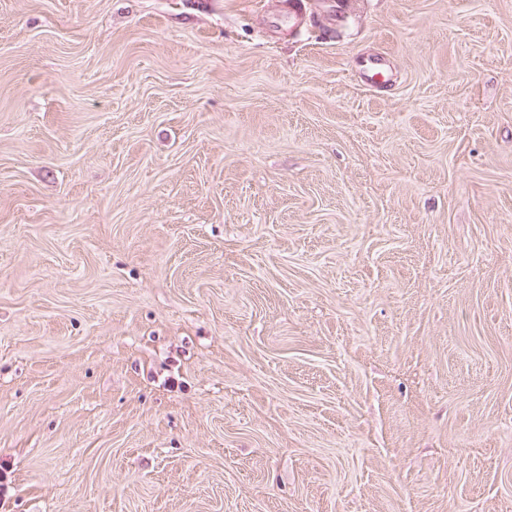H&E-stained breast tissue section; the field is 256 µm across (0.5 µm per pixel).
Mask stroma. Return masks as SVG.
Listing matches in <instances>:
<instances>
[{"label":"stroma","instance_id":"stroma-1","mask_svg":"<svg viewBox=\"0 0 512 512\" xmlns=\"http://www.w3.org/2000/svg\"><path fill=\"white\" fill-rule=\"evenodd\" d=\"M306 9L0 0V512H512V0Z\"/></svg>","mask_w":512,"mask_h":512}]
</instances>
